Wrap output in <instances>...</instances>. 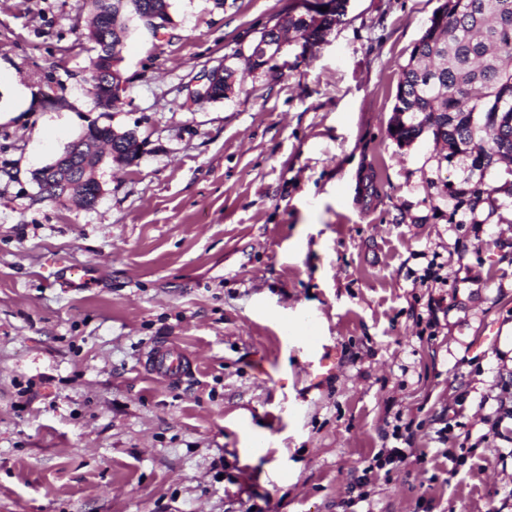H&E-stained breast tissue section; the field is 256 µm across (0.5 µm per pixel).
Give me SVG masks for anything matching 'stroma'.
Segmentation results:
<instances>
[{
	"mask_svg": "<svg viewBox=\"0 0 512 512\" xmlns=\"http://www.w3.org/2000/svg\"><path fill=\"white\" fill-rule=\"evenodd\" d=\"M442 2L349 0L249 72L289 0H170L175 29L129 20L106 112L85 0H0V512H512V223L434 217L459 169L389 135ZM220 65L227 97L186 106ZM94 122L139 159L104 160L94 207L41 200L33 171ZM69 265L85 287L53 286ZM162 339L182 381L144 370ZM397 419L413 451L375 468Z\"/></svg>",
	"mask_w": 512,
	"mask_h": 512,
	"instance_id": "obj_1",
	"label": "stroma"
}]
</instances>
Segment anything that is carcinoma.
I'll list each match as a JSON object with an SVG mask.
<instances>
[{"label": "carcinoma", "mask_w": 512, "mask_h": 512, "mask_svg": "<svg viewBox=\"0 0 512 512\" xmlns=\"http://www.w3.org/2000/svg\"><path fill=\"white\" fill-rule=\"evenodd\" d=\"M120 0H89L91 20L111 40L126 36L127 28L112 27V9ZM325 12L313 9L312 0H293L283 29H293L306 40L318 42L347 11L348 0H328ZM169 0H127L125 8L163 11ZM89 66L102 71L112 46L94 43ZM512 0H443L432 15L408 62L401 66L389 134L409 145L429 132L443 140L448 152L437 168L458 167L462 177L445 181L438 195L448 202V223L508 224L498 194L512 197V180L501 186L486 182L487 174L512 154ZM491 133L495 150L480 142ZM112 143V126L87 130L64 151L72 158L84 139Z\"/></svg>", "instance_id": "1"}]
</instances>
